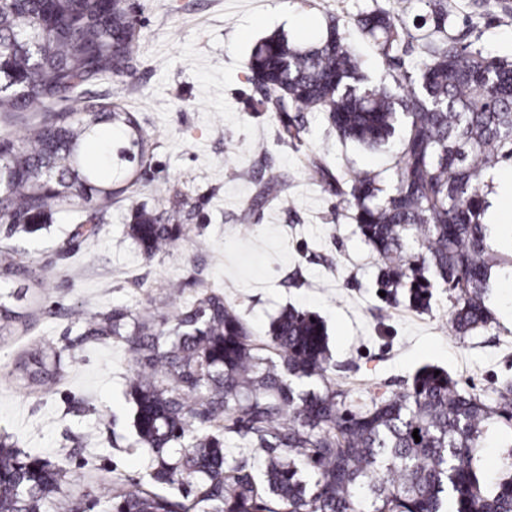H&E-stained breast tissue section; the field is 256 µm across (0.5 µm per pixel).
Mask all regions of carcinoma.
Segmentation results:
<instances>
[{"label":"carcinoma","mask_w":512,"mask_h":512,"mask_svg":"<svg viewBox=\"0 0 512 512\" xmlns=\"http://www.w3.org/2000/svg\"><path fill=\"white\" fill-rule=\"evenodd\" d=\"M428 5L410 22L379 8L354 18L389 63H404L409 46L420 45L401 91L369 83L336 18L308 46L281 34L262 39L247 68L267 109L324 112L344 141L377 149L404 125L392 190L368 173L351 179L356 223L387 261L386 283L412 279L420 304L425 268L454 293L451 322L465 335L490 320L492 268L512 264L486 245L480 188L482 171L512 161V60L452 34L448 0ZM127 15L123 0H0V113L6 121L40 113L27 137L0 139V220H14L11 234L41 231L59 204L103 205L132 182L146 154L134 113L109 103L49 107L128 68L136 33ZM98 142L106 143L104 161L91 167L85 156ZM165 220L146 209L133 215L131 233L150 255L179 231ZM413 231L426 248L421 267L407 254ZM12 252L0 261V337L24 317L26 292L10 282L35 279ZM121 328L118 315L106 314L90 333L119 336ZM126 343L141 368L130 395L148 481L130 490L115 480L105 498H62V469L42 459L26 470L1 443L0 512H512V452L494 483L476 464L491 428L512 430L511 381L485 400L424 366L407 391L351 409L348 393L328 380L320 319L283 310L271 328L277 359L265 358L219 292L197 299L167 331L143 325ZM52 356L51 346L36 347L31 382L55 378ZM314 377L322 389L292 387ZM228 434L263 453L261 469L225 453Z\"/></svg>","instance_id":"carcinoma-1"}]
</instances>
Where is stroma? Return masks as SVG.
<instances>
[{"instance_id": "35a3bbf8", "label": "stroma", "mask_w": 512, "mask_h": 512, "mask_svg": "<svg viewBox=\"0 0 512 512\" xmlns=\"http://www.w3.org/2000/svg\"><path fill=\"white\" fill-rule=\"evenodd\" d=\"M128 2L138 25L126 72L101 77L55 108L120 104L136 114L149 151L137 182L98 209L91 239L68 236L86 220L84 209H56L46 230L21 239L0 222V249L16 248L18 260L41 274L25 322L0 338V439L67 471L65 490L75 497L105 491L116 479L130 488L145 481L149 457L133 448L136 370L124 337L146 318L163 330L206 291L223 293L267 356L270 325L282 309L317 315L331 380L353 401L405 391L426 365L488 399L512 381V287L504 285L512 266L492 270L491 322L456 334L448 290L430 282L419 306L408 284H387L355 221L351 175L367 172L391 188L397 147L371 151L342 141L320 112L300 113V139L283 141L279 114L261 110L262 94L248 79L259 40L297 39L303 19L318 37L333 16L347 23L371 84H397L400 67L374 55L350 21L377 6L402 8L404 0ZM448 10L468 42L512 56V16L487 12L479 0H448ZM310 156L322 160L330 183L310 179ZM272 173L287 204L266 191ZM175 202L180 234L146 255L130 235L135 210L165 211ZM111 311L125 316L121 337L88 335V317ZM37 341L52 345L59 374L41 390L14 373L17 357Z\"/></svg>"}]
</instances>
